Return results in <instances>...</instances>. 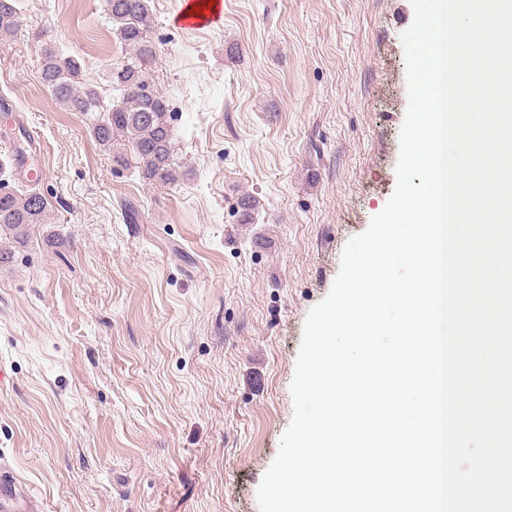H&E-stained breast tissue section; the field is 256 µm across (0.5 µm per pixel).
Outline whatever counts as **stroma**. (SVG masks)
<instances>
[{
    "mask_svg": "<svg viewBox=\"0 0 512 512\" xmlns=\"http://www.w3.org/2000/svg\"><path fill=\"white\" fill-rule=\"evenodd\" d=\"M99 4L19 0L0 44V161L31 146L49 200L0 238V466L46 512H260L307 314L396 188L414 9L224 0L220 24L184 30L178 0H152L186 173L152 185L40 79L62 49L111 99L131 54Z\"/></svg>",
    "mask_w": 512,
    "mask_h": 512,
    "instance_id": "1",
    "label": "stroma"
}]
</instances>
